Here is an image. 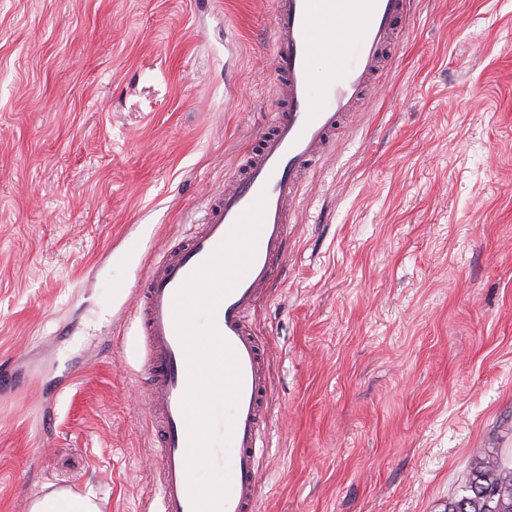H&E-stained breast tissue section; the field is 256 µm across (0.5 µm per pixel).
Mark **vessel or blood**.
Instances as JSON below:
<instances>
[{
	"mask_svg": "<svg viewBox=\"0 0 512 512\" xmlns=\"http://www.w3.org/2000/svg\"><path fill=\"white\" fill-rule=\"evenodd\" d=\"M410 14L411 0H272L275 108L270 127L243 153L240 174L226 181L210 203L201 230L165 250L135 291V313L148 351L143 380L159 435L161 512H193L184 412L189 368L175 328L178 296L218 248L234 243L238 222L262 196L266 204L253 262L212 309L241 382L238 403L224 422L231 439L224 448L229 494L223 512H258L256 450L271 420L270 370L252 317L288 255V226L307 168L334 142L349 113L379 86L398 50L397 25ZM320 54L328 62L321 78L312 67Z\"/></svg>",
	"mask_w": 512,
	"mask_h": 512,
	"instance_id": "1",
	"label": "vessel or blood"
}]
</instances>
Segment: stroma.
<instances>
[{
    "label": "stroma",
    "mask_w": 512,
    "mask_h": 512,
    "mask_svg": "<svg viewBox=\"0 0 512 512\" xmlns=\"http://www.w3.org/2000/svg\"><path fill=\"white\" fill-rule=\"evenodd\" d=\"M272 0H0V512H159L133 315L268 127ZM260 512H443L512 456V0H414L254 316ZM29 512H99V507L89 495L59 488L36 498Z\"/></svg>",
    "instance_id": "obj_1"
}]
</instances>
